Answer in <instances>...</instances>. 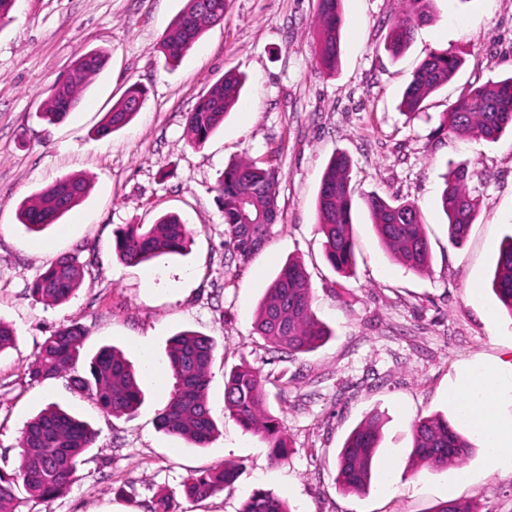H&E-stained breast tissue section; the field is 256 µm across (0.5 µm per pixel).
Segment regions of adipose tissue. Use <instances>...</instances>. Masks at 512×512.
<instances>
[{
    "mask_svg": "<svg viewBox=\"0 0 512 512\" xmlns=\"http://www.w3.org/2000/svg\"><path fill=\"white\" fill-rule=\"evenodd\" d=\"M462 383V389L449 392V403L482 436L495 467H512V415L503 417L496 411L500 394L512 396V371L474 364L464 369Z\"/></svg>",
    "mask_w": 512,
    "mask_h": 512,
    "instance_id": "1",
    "label": "adipose tissue"
}]
</instances>
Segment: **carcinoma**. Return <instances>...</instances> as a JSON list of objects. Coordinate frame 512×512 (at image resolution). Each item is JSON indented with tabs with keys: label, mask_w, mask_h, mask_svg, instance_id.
Wrapping results in <instances>:
<instances>
[{
	"label": "carcinoma",
	"mask_w": 512,
	"mask_h": 512,
	"mask_svg": "<svg viewBox=\"0 0 512 512\" xmlns=\"http://www.w3.org/2000/svg\"><path fill=\"white\" fill-rule=\"evenodd\" d=\"M406 9L390 32L392 55H402L413 40L417 22L427 17L429 0H403ZM227 0H186V5L163 36L161 52L171 60L185 55L202 34L223 21ZM343 25L342 0H318V54L323 68L336 69L341 53ZM107 64V56L89 51L73 62V75L57 85L44 103L42 116L50 124L61 122L80 101L89 81ZM461 57L443 49L425 58L414 70L405 88L400 108L409 115L422 109L426 98L447 84L462 68ZM241 80L234 73L215 83L187 114V143L196 148L205 144L224 122L239 99ZM146 92L132 85L112 105L97 127L101 137L127 125L140 111ZM448 130L455 134L476 130L495 141L512 130V75L495 82L472 87L459 97L446 113ZM469 176L463 168L445 177L440 206L447 219L448 241L459 246L479 216V196L467 187ZM279 168L255 162L228 165L217 191L224 210V225L233 248L246 258L257 245L242 233L240 226L253 224L259 239H265L278 221ZM88 182L69 178L53 183L23 202L18 220L30 234H39L55 224L87 193ZM377 234L397 259L410 269L423 272L429 267L430 245L419 219L417 206L408 201L368 199ZM318 230L324 237L325 257L341 274L355 268L351 236L352 190L349 159L333 157L323 176L318 196ZM192 242L187 225L175 214H166L155 224H128L117 232L112 246L117 258L128 265H140L167 254H181ZM84 266L71 255L57 257L36 278L30 288L34 300L52 305L65 303L81 286ZM492 290L512 313V236L504 241L492 280ZM254 331L271 348L295 358L318 348L329 336L330 328L312 310V288L303 264L287 260L258 304ZM88 337L76 323L62 325L46 337L27 375L34 381L56 378L75 364ZM216 341L195 331L176 334L168 349V361L175 380L166 406L157 414L159 430L181 437L197 447L206 446L216 432L208 405L210 368ZM267 379L253 367L241 364L224 374V406L247 432L260 433L271 448V461L278 464L288 455V444L278 419L267 412ZM74 392L91 397L103 414L129 418L141 402L136 371L123 353L103 347L88 361L87 370L69 381ZM379 416H370L350 434L337 455L335 482L351 492L369 489L373 458L377 448ZM413 455L423 463L441 469L463 462L471 445L447 419L424 417L412 425ZM98 431L86 422L56 406H48L29 418L22 429L20 462L13 473L0 472V512H21L24 489L28 497L49 502L69 488L78 466L94 446ZM239 477L233 466L191 474L184 488L188 497L209 498L232 491ZM241 512H289L285 500L266 491L254 492ZM436 512H479L466 499L442 503Z\"/></svg>",
	"instance_id": "obj_1"
}]
</instances>
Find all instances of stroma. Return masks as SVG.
<instances>
[{
  "label": "stroma",
  "mask_w": 512,
  "mask_h": 512,
  "mask_svg": "<svg viewBox=\"0 0 512 512\" xmlns=\"http://www.w3.org/2000/svg\"><path fill=\"white\" fill-rule=\"evenodd\" d=\"M185 0H17L0 24V321L17 333L0 354V471L19 463L27 418L56 404L100 435L61 497L28 501L22 512H148L158 492L176 512H239L256 490L284 497L292 512H435L457 470L470 472L464 498L481 512H512V470H489L477 436L463 465L434 469L413 456L415 420L439 415L466 424L448 403L468 364H512V315L491 289L499 248L512 235V133L489 141L443 131V115L470 87L512 74V0H431L409 48L385 45L401 0H343L340 65L318 58L317 0H229L224 20L180 60L166 65L160 42ZM460 56L458 75L407 118L401 94L429 54ZM108 53L107 67L57 125L38 112L73 61ZM245 84L233 111L203 147L185 142V115L227 71ZM147 97L109 137L95 134L131 84ZM351 160L353 276L328 264L317 229L322 174L333 155ZM273 161L281 170L280 221L249 259L225 230L215 187L228 164ZM463 167L480 214L460 247L448 243L438 199L444 175ZM85 178L86 199L35 238L17 220L21 203L55 181ZM417 205L430 267L415 272L378 238L366 200ZM174 212L192 233L186 254L122 264L116 230L153 224ZM78 255L87 271L65 304L34 301L29 288L58 255ZM303 263L312 309L333 331L315 351L291 359L254 331L257 305L287 259ZM77 322L84 355L120 348L141 375L144 402L130 419L104 415L73 393L69 372L41 383L27 365L57 327ZM190 329L217 342L208 392L218 432L204 448L165 434L155 417L170 398L169 341ZM247 363L270 378L268 410L291 448L272 464L265 439L224 409V372ZM381 416L377 467L368 492L339 488L337 454L371 413ZM236 465L234 491L185 498L199 469Z\"/></svg>",
  "instance_id": "35a3bbf8"
}]
</instances>
